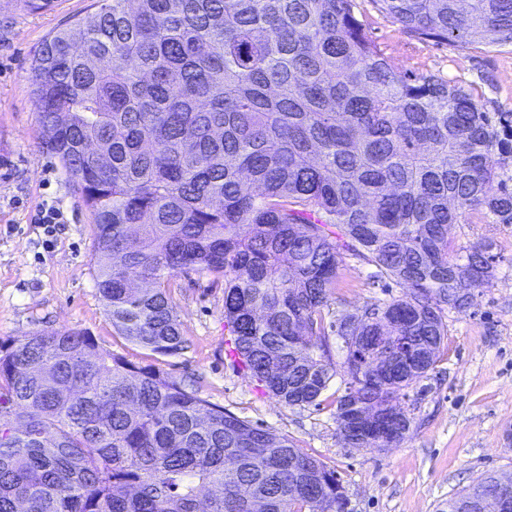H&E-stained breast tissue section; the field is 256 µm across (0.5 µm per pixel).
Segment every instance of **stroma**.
Segmentation results:
<instances>
[{
	"mask_svg": "<svg viewBox=\"0 0 512 512\" xmlns=\"http://www.w3.org/2000/svg\"><path fill=\"white\" fill-rule=\"evenodd\" d=\"M367 38L395 65L434 75L478 96L489 112L512 113V45L420 38L372 0H354ZM95 0H50L29 9L0 0V342L36 330L78 329L103 350L167 374L188 391L254 427L287 436L335 471L348 512H448V501L492 474L512 475V224H485L478 214L452 226L455 249L488 241L495 277L475 289L463 311L445 312L448 334L433 368L406 390L410 429L395 448H355L336 429V401L348 377L337 372L319 405L290 407L273 398L232 353L224 319V282L187 270L171 290L182 324L183 353L157 356L113 327L94 276L95 226L75 183L37 121L29 75L42 40L78 33L96 14ZM54 208V231L38 213ZM372 266L344 255L331 308L355 309L400 298Z\"/></svg>",
	"mask_w": 512,
	"mask_h": 512,
	"instance_id": "obj_1",
	"label": "stroma"
}]
</instances>
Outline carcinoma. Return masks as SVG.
Segmentation results:
<instances>
[{
	"instance_id": "carcinoma-1",
	"label": "carcinoma",
	"mask_w": 512,
	"mask_h": 512,
	"mask_svg": "<svg viewBox=\"0 0 512 512\" xmlns=\"http://www.w3.org/2000/svg\"><path fill=\"white\" fill-rule=\"evenodd\" d=\"M424 39L512 43V0H373ZM29 80L48 148L96 230L112 326L183 350L170 295L186 270L224 279L245 369L279 402L318 405L336 376L325 324L343 252L408 289L360 308L367 336H410L436 363L492 244L451 249L471 211L512 224V120L397 67L353 0H100L75 47L58 30ZM453 288H469L459 306ZM398 434L408 383L348 374ZM336 474L78 330L0 344V512H329L290 495L288 454Z\"/></svg>"
}]
</instances>
